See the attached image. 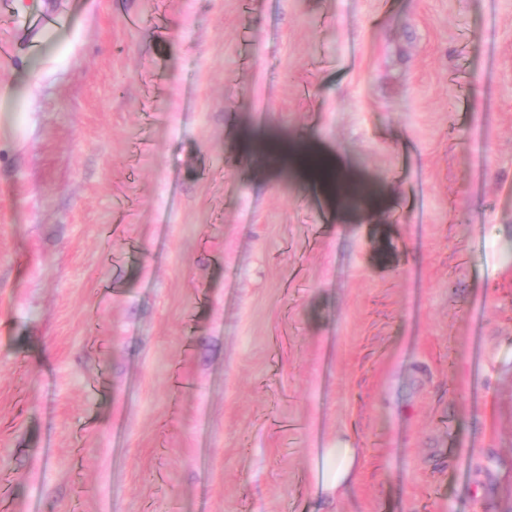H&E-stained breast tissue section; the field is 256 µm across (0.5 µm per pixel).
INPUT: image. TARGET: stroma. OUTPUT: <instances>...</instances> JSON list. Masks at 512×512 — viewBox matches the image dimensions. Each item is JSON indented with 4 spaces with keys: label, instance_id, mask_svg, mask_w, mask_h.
<instances>
[{
    "label": "stroma",
    "instance_id": "stroma-1",
    "mask_svg": "<svg viewBox=\"0 0 512 512\" xmlns=\"http://www.w3.org/2000/svg\"><path fill=\"white\" fill-rule=\"evenodd\" d=\"M0 36V512H512V0H0ZM304 167L323 182L334 184L338 194L345 198H352L363 192V187L357 183L338 182L327 159L317 154H307L302 158ZM360 462L357 448L345 444L323 450V486L336 497L345 494L357 481Z\"/></svg>",
    "mask_w": 512,
    "mask_h": 512
}]
</instances>
